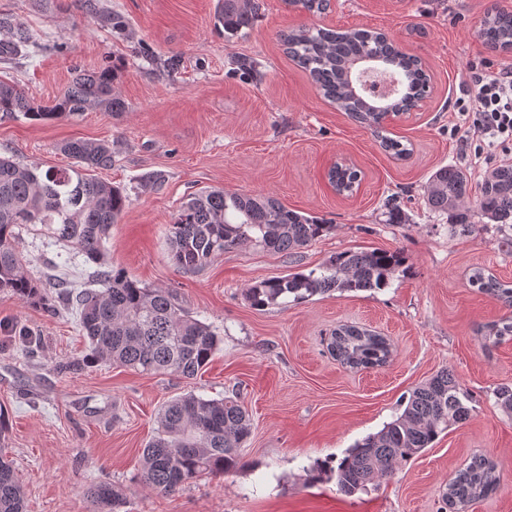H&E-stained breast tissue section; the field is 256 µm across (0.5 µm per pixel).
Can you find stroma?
Returning <instances> with one entry per match:
<instances>
[{
	"instance_id": "35a3bbf8",
	"label": "stroma",
	"mask_w": 512,
	"mask_h": 512,
	"mask_svg": "<svg viewBox=\"0 0 512 512\" xmlns=\"http://www.w3.org/2000/svg\"><path fill=\"white\" fill-rule=\"evenodd\" d=\"M217 3L97 0L100 11L91 14L84 0H0V42L20 28L32 40L25 52L0 55V78L49 105L78 72L110 67L126 104L119 114L92 108L44 121L2 118L0 156L62 169L73 164L60 150L65 141L110 142L114 162L95 176L121 187L127 203L105 241L108 265L174 290L219 338L196 378L138 374L88 362L75 308L50 316L0 291V413L8 425L0 452L25 488V512H94L85 490L100 481L122 494L121 512H440L449 481L480 455L495 465L497 490L465 512H512V415L494 395L512 386V340L481 333L512 309L468 283L475 267L512 282V232L487 224L454 234L426 204L437 168L468 165L448 136V103L468 63H512V53L489 50L477 34L488 10L512 12V0H335L321 15L259 0L254 29L230 40L215 23ZM301 25L377 29L421 57L432 93L386 127L409 157L383 151L286 54L282 32ZM170 58L176 66L163 69ZM244 59L257 62L259 75L244 73ZM343 160L361 173L350 197L326 178ZM203 188L269 194L330 229L291 256L245 245L184 273L170 259L167 229ZM16 246L41 284L96 288V265L70 259L43 227L20 229ZM373 248L405 257V271L386 288L336 290L262 310L246 297L256 281ZM342 325L384 336L387 363L357 371L336 360L329 343ZM30 344L39 362L26 358ZM70 361L79 370L58 372ZM443 369L473 399L467 421L367 491L350 495L335 476L316 475L317 464L343 457L398 417L412 390ZM190 392L239 395L252 434L237 470L164 494L142 483L141 453L161 407Z\"/></svg>"
}]
</instances>
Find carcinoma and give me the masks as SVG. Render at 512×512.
Instances as JSON below:
<instances>
[{"mask_svg": "<svg viewBox=\"0 0 512 512\" xmlns=\"http://www.w3.org/2000/svg\"><path fill=\"white\" fill-rule=\"evenodd\" d=\"M288 5L322 14L327 0H288ZM258 10L254 0H220L215 20L224 26V36L239 37L253 29ZM478 36L491 50L512 51V13H487ZM283 44L325 97L372 129L384 151L399 159L409 156L405 145L384 135L386 113L376 108L406 110L425 95L430 77L420 59L403 52L384 33L367 29L299 27L283 34ZM370 55L381 58L386 68L401 77V90L382 104L357 96L348 87V64ZM114 80L109 68L79 73L55 104L47 107L35 105L14 83L0 79V115L44 120L90 107L123 112L125 102L114 93ZM61 151L76 161L74 167L42 172L36 166L0 157V290L40 306L49 315L56 313L59 301L75 307L93 362L145 374L197 377L214 355L218 336L181 308L170 291L149 288L105 262L104 241L127 202L119 187L92 175L112 166V144L76 139L65 142ZM357 177L356 169L337 163L327 172L329 185L339 194L348 192ZM467 190L468 180L460 168L441 166L431 175L428 205L448 217V229L454 232L475 231V216L512 230V165L499 166L485 178L474 210L463 204ZM30 224L42 225L72 249L73 256L97 265L102 289L49 296L27 273L14 246L16 229ZM328 229L322 219L302 215L269 195L202 190L188 198L170 226L171 258L178 270L189 273L241 245L293 254ZM404 263L405 257L397 251L340 252L307 273L255 282L247 290V299L261 310L333 290L380 289ZM469 284L512 306V283L485 269H473ZM487 333L497 342L511 338L512 318L489 325ZM331 349L337 360L352 369L382 366L390 357L384 337L355 326L337 329ZM469 401V393L455 375L442 369L412 391L401 415L326 468L336 475L342 492L364 490L431 447L450 427L469 419ZM251 432L249 415L238 400L182 395L158 413L156 434L142 454L143 481L156 491L171 494L201 474L230 473L238 468L241 448ZM496 485L494 464L475 457L457 471L443 499L462 508L491 494ZM86 495L96 512H116L121 505L120 494L107 482L90 486ZM0 512H24V489L13 463L1 454Z\"/></svg>", "mask_w": 512, "mask_h": 512, "instance_id": "obj_1", "label": "carcinoma"}]
</instances>
